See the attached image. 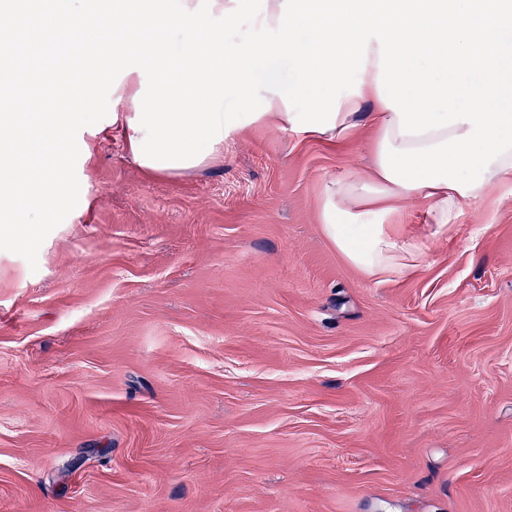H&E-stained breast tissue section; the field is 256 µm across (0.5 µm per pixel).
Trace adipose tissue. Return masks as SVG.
I'll use <instances>...</instances> for the list:
<instances>
[{"label": "adipose tissue", "instance_id": "adipose-tissue-1", "mask_svg": "<svg viewBox=\"0 0 512 512\" xmlns=\"http://www.w3.org/2000/svg\"><path fill=\"white\" fill-rule=\"evenodd\" d=\"M14 9L35 19L22 35L31 55L52 34L80 54L73 77H36L40 105L0 113L1 224L49 223L44 195L56 211L70 206L65 173L88 151L73 133L96 125L91 90L107 79L127 151L154 176L222 165L227 140L249 126L339 142L367 122L373 165L337 178L322 228L371 278L424 261L422 237L396 224L412 203H427L438 236L512 184V0H0ZM44 14L52 27L37 24ZM243 17L263 41L226 42ZM282 55L298 93L258 79Z\"/></svg>", "mask_w": 512, "mask_h": 512}]
</instances>
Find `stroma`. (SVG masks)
<instances>
[{"label": "stroma", "instance_id": "1", "mask_svg": "<svg viewBox=\"0 0 512 512\" xmlns=\"http://www.w3.org/2000/svg\"><path fill=\"white\" fill-rule=\"evenodd\" d=\"M95 98L85 205L0 239V512H512V189L370 278L321 225L369 128L150 176Z\"/></svg>", "mask_w": 512, "mask_h": 512}]
</instances>
